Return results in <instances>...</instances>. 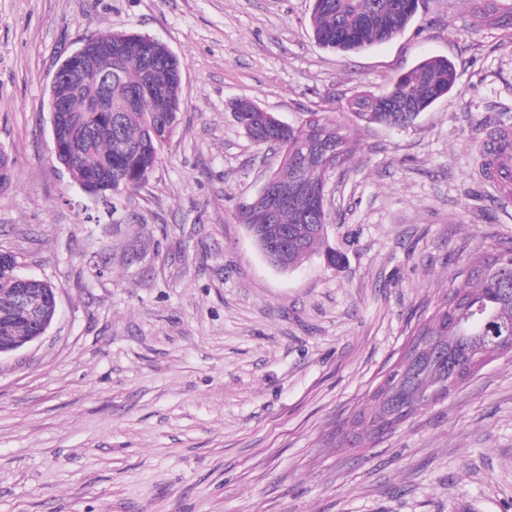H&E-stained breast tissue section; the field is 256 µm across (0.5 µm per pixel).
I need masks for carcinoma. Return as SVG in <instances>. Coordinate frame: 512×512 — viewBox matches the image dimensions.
Returning a JSON list of instances; mask_svg holds the SVG:
<instances>
[{
    "instance_id": "cac0c4a2",
    "label": "carcinoma",
    "mask_w": 512,
    "mask_h": 512,
    "mask_svg": "<svg viewBox=\"0 0 512 512\" xmlns=\"http://www.w3.org/2000/svg\"><path fill=\"white\" fill-rule=\"evenodd\" d=\"M418 0H313L311 24L318 44L341 53L357 52L404 32L417 15ZM93 60L101 71H112V126L92 110L94 90L86 87L71 97L60 113L62 134L72 143L66 161L70 176L92 194H116L145 185L160 163V148L176 130L182 100V69L145 36L112 33L89 39ZM455 68L446 58L428 57L398 76L380 95L360 92L347 110L367 124L405 126L413 123L455 85ZM245 133L264 144L277 139L282 162L273 171L277 194L252 196L237 219L251 229L252 215L269 210L272 219L259 224L257 240L286 246L281 269L292 270L325 243L329 218L315 213L312 202L325 190L329 174L322 166V145L301 144L304 132L340 128L313 115L306 126L281 131L267 112L251 101L234 105ZM12 184V160L0 148V191ZM34 326L22 320L0 321V344L29 336ZM509 337L512 342V245L477 253L465 280L435 303L429 316L411 333L410 346L384 372L381 388L350 422L354 433L340 427V442L360 445L392 432L416 410L432 404L429 394L440 385L458 389L488 354L486 340Z\"/></svg>"
}]
</instances>
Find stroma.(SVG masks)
I'll return each mask as SVG.
<instances>
[{
	"label": "stroma",
	"mask_w": 512,
	"mask_h": 512,
	"mask_svg": "<svg viewBox=\"0 0 512 512\" xmlns=\"http://www.w3.org/2000/svg\"><path fill=\"white\" fill-rule=\"evenodd\" d=\"M313 0H0V251L58 290L0 356V512H512V357L365 447L336 432L469 258L512 243L479 173L512 130V0H422L404 33L322 48ZM133 32L182 65L180 123L111 205L50 152V88L85 39ZM430 56L459 80L405 128L354 121ZM344 124L327 244L283 272L236 213L280 163L231 105Z\"/></svg>",
	"instance_id": "35a3bbf8"
}]
</instances>
